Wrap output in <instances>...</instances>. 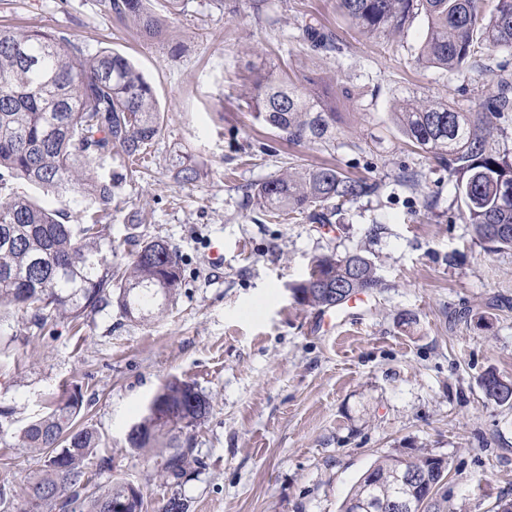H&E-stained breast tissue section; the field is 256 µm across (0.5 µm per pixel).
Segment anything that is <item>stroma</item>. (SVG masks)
<instances>
[{"label": "stroma", "instance_id": "stroma-1", "mask_svg": "<svg viewBox=\"0 0 512 512\" xmlns=\"http://www.w3.org/2000/svg\"><path fill=\"white\" fill-rule=\"evenodd\" d=\"M189 0L145 40L99 0H0V25L63 31L90 50L129 56L152 84L164 117L145 179L112 202L116 262L128 259L131 215L139 231L176 250L185 284L159 319L138 322L109 306L51 334L20 313L0 317V484L20 489L41 456L11 447L14 432L46 412L66 386L84 395L82 422L102 437L96 484L139 486L148 512L170 496L153 478L155 457L127 434L169 378L195 382L212 405L192 431L201 465L184 478L188 512H340L377 459L443 456L448 467L429 512H496L512 500V407L488 399V371L512 378V251L486 253L461 219L454 180L431 154L410 147L392 121L399 100L448 97L475 110L512 48L490 52L465 74L416 64L425 24L393 40L359 34L337 0ZM318 25L343 41L333 58L302 40ZM344 81L336 138L290 146L254 120L243 79ZM195 165L180 184L173 160ZM336 166L381 180L376 196L345 204L327 224L269 219L246 197L290 167ZM418 172L416 186L397 183ZM363 249L383 280L324 326L325 311L289 289L314 257ZM414 315L401 326L403 313Z\"/></svg>", "mask_w": 512, "mask_h": 512}]
</instances>
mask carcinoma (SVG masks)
<instances>
[{"label": "carcinoma", "mask_w": 512, "mask_h": 512, "mask_svg": "<svg viewBox=\"0 0 512 512\" xmlns=\"http://www.w3.org/2000/svg\"><path fill=\"white\" fill-rule=\"evenodd\" d=\"M343 14L363 33L394 39L414 21L426 22L415 62L462 73L498 47L512 48V0H338ZM109 14L144 38L163 32L151 0H102ZM312 46L327 55L343 47L336 36L307 28ZM254 119L295 145L336 139V96L342 84L320 86L309 79L283 83L265 70L253 71L247 86ZM512 112V73L499 66L496 89L481 95L477 109L461 111L447 99L424 102L409 96L397 103L393 121L417 149L429 153L455 178L464 222L487 251L512 250V150L500 142L492 118ZM163 118L154 89L124 55L107 48L90 51L66 33L0 26V311L31 313L41 327L60 317L85 323L115 304L141 322L164 314L182 289L181 261L162 240L128 237L127 263L112 261V200L123 180L150 156ZM117 155L122 172L101 179L94 165ZM37 186L66 198L67 209L42 206L14 189ZM382 182L351 177L332 166L286 169L254 189L255 204L272 218L303 215L328 224L336 208L380 192ZM380 286L373 261L362 250L313 259L305 278L291 286L297 303L318 310L339 308L354 295ZM485 395L512 407V379L493 372L482 379ZM80 390L64 395L45 415L15 435L14 446L44 457L41 472L28 479L20 500L0 489V512H31L52 493L61 512H104L121 503L125 512H145L142 492L116 482L83 495L95 473L89 468L99 434L77 425ZM211 404L196 385L174 377L156 393L127 434L136 450L160 458L154 479L178 487L188 469L200 464L190 432L203 423ZM398 459L376 460L341 506L374 494L385 500L396 487ZM417 471L441 483L443 458L426 453Z\"/></svg>", "instance_id": "carcinoma-1"}]
</instances>
